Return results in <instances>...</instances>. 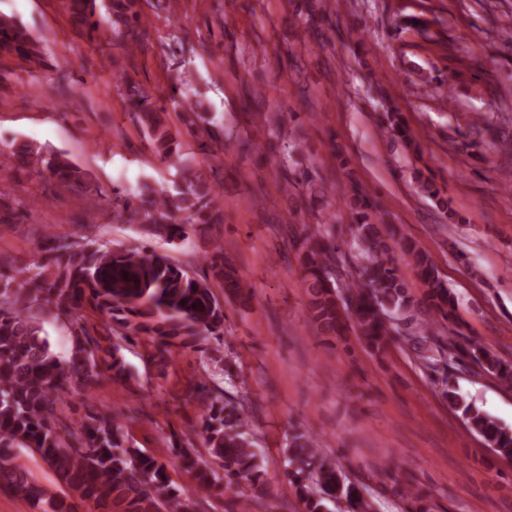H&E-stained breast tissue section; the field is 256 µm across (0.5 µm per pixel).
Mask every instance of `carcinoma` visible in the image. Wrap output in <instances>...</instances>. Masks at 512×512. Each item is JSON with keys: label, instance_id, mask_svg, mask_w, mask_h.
I'll return each mask as SVG.
<instances>
[{"label": "carcinoma", "instance_id": "cac0c4a2", "mask_svg": "<svg viewBox=\"0 0 512 512\" xmlns=\"http://www.w3.org/2000/svg\"><path fill=\"white\" fill-rule=\"evenodd\" d=\"M129 0H104V23L125 22ZM97 0H73L80 15L94 16ZM297 17L325 14L326 5L313 0H291ZM89 23L92 31L100 24ZM0 49L23 60L36 62L41 53L28 30L13 18L0 16ZM190 85L182 79L172 86L170 100L184 113V124L211 134V120L200 107L189 102ZM145 139L164 160L176 165V180L170 184L142 183L135 192L112 189L118 215L127 224H149L158 236L173 242L187 236L186 227L224 223V196L209 179L205 169L181 163L180 145L159 107L137 91L128 97ZM387 128L392 137L412 143L409 127L400 113L387 110ZM484 131L490 147L512 151V135L489 124ZM12 155L18 168H35L63 186L81 183L78 166L57 151H47L27 141L14 146ZM345 206L352 211L350 249L356 251L363 267L360 275L342 282L336 272L335 240L311 232L299 241L298 259L304 288L309 298L312 320L325 332L336 336L354 330L365 347L385 352L402 334L399 320L408 321L410 339L440 344L443 322L454 318L457 299L440 278L432 260L417 242L401 243L411 257L413 271L422 288L424 317L413 313L414 303L391 255L377 221L383 211L378 201L359 186H352ZM39 259L6 272L0 257V484L30 504L47 502L53 512H68L62 498H46V490L30 471L16 461V450L38 454L60 481L95 504L113 512H192V500L172 484L165 468L136 448L126 446L128 438L107 411L90 417L82 429L80 445L69 439L66 417L59 411L72 383L89 389L98 383L100 367L112 378H125L126 363L115 343L102 357L92 347L76 346L69 357L50 350L35 315H75L91 307L105 317L103 333L112 335V324L154 337L161 354L173 346L193 348L208 336H221L224 308L214 297L207 279H199L173 264L169 256L148 245L112 248L107 244L76 239L54 240L46 235L37 244ZM213 277L224 285L225 295L245 297L236 270L224 264L222 246L210 258ZM445 364L469 362L490 374L502 386L512 387V363L497 357L484 343L471 342L448 353ZM202 426L206 443L221 472L200 467L183 449L181 464L195 471L203 486L224 480L225 486L245 485L260 491L266 484V470L254 449L248 421L239 407L218 403L202 393ZM444 399L469 424L492 451L512 458V430L501 426L474 403L460 395L455 384L444 382ZM289 483L302 512H333L331 506L343 501L349 512H375L373 502L359 485L351 482L336 461L320 449L319 439L296 428L284 448Z\"/></svg>", "mask_w": 512, "mask_h": 512}]
</instances>
